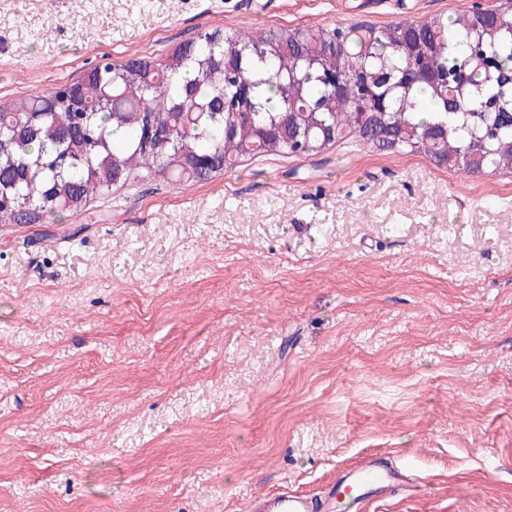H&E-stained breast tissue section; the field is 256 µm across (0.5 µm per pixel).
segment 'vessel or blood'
Listing matches in <instances>:
<instances>
[{
  "instance_id": "obj_1",
  "label": "vessel or blood",
  "mask_w": 512,
  "mask_h": 512,
  "mask_svg": "<svg viewBox=\"0 0 512 512\" xmlns=\"http://www.w3.org/2000/svg\"><path fill=\"white\" fill-rule=\"evenodd\" d=\"M416 489V483L407 481L402 471L375 453L342 472L322 495L278 490L251 499L246 509L247 512H340L341 503L347 502L356 512H363L367 504Z\"/></svg>"
}]
</instances>
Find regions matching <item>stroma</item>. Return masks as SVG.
<instances>
[{
  "label": "stroma",
  "instance_id": "stroma-1",
  "mask_svg": "<svg viewBox=\"0 0 512 512\" xmlns=\"http://www.w3.org/2000/svg\"><path fill=\"white\" fill-rule=\"evenodd\" d=\"M502 2L0 0V102L207 28ZM375 452L423 489L365 512H512V173L349 140L0 224V512H244Z\"/></svg>",
  "mask_w": 512,
  "mask_h": 512
}]
</instances>
